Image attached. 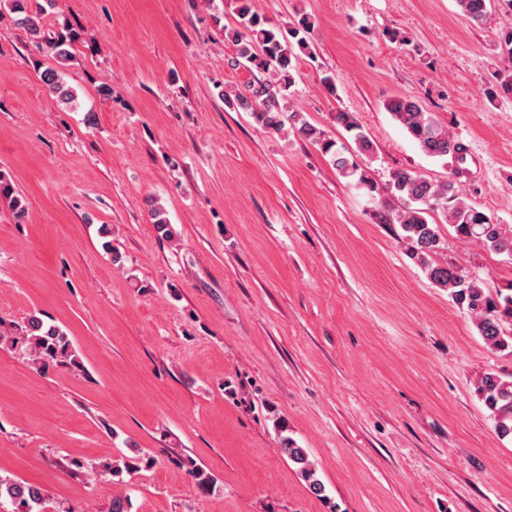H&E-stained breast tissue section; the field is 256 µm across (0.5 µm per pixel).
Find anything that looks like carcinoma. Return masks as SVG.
I'll return each mask as SVG.
<instances>
[{"instance_id": "1", "label": "carcinoma", "mask_w": 512, "mask_h": 512, "mask_svg": "<svg viewBox=\"0 0 512 512\" xmlns=\"http://www.w3.org/2000/svg\"><path fill=\"white\" fill-rule=\"evenodd\" d=\"M456 3L471 23L480 24L487 17L493 0H456ZM54 7L55 0H0V14L5 11L12 14L14 25L29 36L34 47L53 58L62 68L71 61L73 45L83 37L81 32L65 24L53 30L45 28L44 16ZM235 11L238 26H223L224 41L232 44L235 51L231 65L256 70L265 77L247 81L235 91L234 96L224 95V100L250 113L258 124L272 133H280L287 127L293 129L302 138L320 146L323 153L331 155L336 171L348 180V184L371 188L357 163L336 149V142L325 138L324 133L304 120L288 101L300 61L308 55L310 21L303 18L298 25L287 30L277 28L254 10L253 0H235ZM43 82L58 102H72L74 95L64 85L60 71L47 68ZM384 107L425 155L464 159V147L450 137L418 100L395 96L388 99ZM334 121L352 134L359 153L372 154L373 144L353 113L338 112ZM388 190L400 202V208L389 212L386 219L401 226L402 241L408 246L410 257L423 267L436 287L448 290V297L473 319L486 344L511 355L512 330L506 331L505 324H512V288L507 293L500 291L492 295L477 281L463 276L454 268L431 262V254L439 248V235L437 226L428 222L427 215L434 210L442 212L461 238L478 241L487 250L510 258L512 225L499 224L468 205L460 194L457 180L451 175L443 183H432L412 169L399 168L390 173ZM0 198L10 200L15 222L25 220L27 209L1 170ZM150 217L160 237L168 239L173 236L163 208L152 209ZM2 343L23 347L34 360L44 365L62 362L71 356L66 334L58 326L36 316L21 323L6 324L0 320ZM477 391L490 411L497 435L512 439V375L486 373L478 380ZM280 449L288 460L299 466L313 492L320 493L322 484L315 478V470L305 449L298 447L288 436L281 439ZM3 493L15 504L16 512H41L44 493L38 486L0 478V495Z\"/></svg>"}]
</instances>
